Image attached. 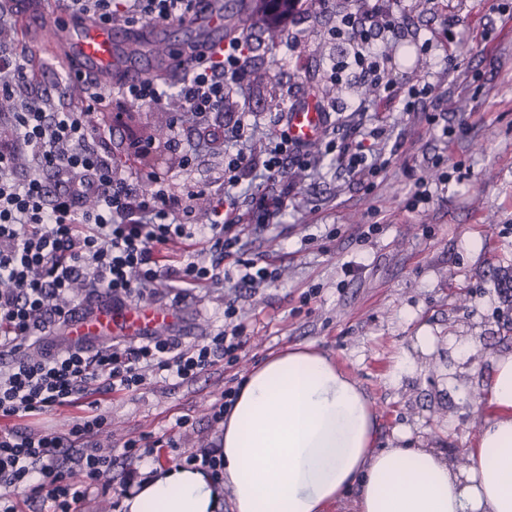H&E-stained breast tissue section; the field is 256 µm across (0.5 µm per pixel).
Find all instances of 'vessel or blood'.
I'll return each instance as SVG.
<instances>
[{
	"mask_svg": "<svg viewBox=\"0 0 512 512\" xmlns=\"http://www.w3.org/2000/svg\"><path fill=\"white\" fill-rule=\"evenodd\" d=\"M15 11L22 31L42 30L53 50L71 63V93L77 98L100 85H128L145 77V58H158L165 70L178 72L195 50L216 54L224 47V13L214 0H201L187 18L191 37L170 44L160 43L161 29L153 24L116 28L93 18L47 17L43 0H15ZM321 128L322 114L314 99L288 114V133L296 140L316 139ZM176 320L174 311L148 304L120 311L104 305L93 315L71 322L69 331L76 338L140 336L168 332Z\"/></svg>",
	"mask_w": 512,
	"mask_h": 512,
	"instance_id": "obj_1",
	"label": "vessel or blood"
}]
</instances>
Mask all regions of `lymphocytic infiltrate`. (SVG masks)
I'll return each instance as SVG.
<instances>
[{"mask_svg":"<svg viewBox=\"0 0 512 512\" xmlns=\"http://www.w3.org/2000/svg\"><path fill=\"white\" fill-rule=\"evenodd\" d=\"M195 2L57 0L59 10L115 27L182 22ZM244 2L248 32L225 37L223 56L195 55L171 90L147 77L59 107L38 88L31 56L0 42V420L13 422L0 430V512H19V490L49 512H82L92 492L112 488V456L99 442L109 427L101 396L139 390L153 376L181 384L217 364L234 366L248 342L231 302L222 328L201 340L157 334L97 350L53 342L73 313L101 296L120 308L167 288L179 303L224 281L250 290L275 281L271 261L247 257L245 232L285 215L320 158L332 157L338 176L370 193L391 163L387 111H424L444 141L455 134L435 86L399 78L400 42L425 53L433 41L421 39L396 0ZM309 22L343 51L323 59V81L312 89L323 130L300 143L285 113L261 126L234 108L233 95L254 80L273 30L295 54L280 80L285 100L302 103L294 76L306 67ZM371 112L374 123L354 124ZM186 129L220 157L208 183L187 176ZM116 140L127 167L112 162ZM193 240L202 249L190 251ZM76 404L87 412L68 433L26 425Z\"/></svg>","mask_w":512,"mask_h":512,"instance_id":"lymphocytic-infiltrate-1","label":"lymphocytic infiltrate"}]
</instances>
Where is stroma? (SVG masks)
<instances>
[{
    "mask_svg": "<svg viewBox=\"0 0 512 512\" xmlns=\"http://www.w3.org/2000/svg\"><path fill=\"white\" fill-rule=\"evenodd\" d=\"M500 2L448 0L447 55L412 46L399 52L404 79L428 77L451 99L452 144L429 134L423 113L388 115L393 136L414 146L397 151L373 193L346 183L305 187L282 225L250 233L249 257L269 255L279 280L250 292L229 283L204 288L178 305L167 292L153 297L156 306L176 307L173 332L186 342L220 328L225 301L236 299L250 340L234 367L216 365L178 386L157 379L104 401L113 489H124L130 470L144 476L153 465L149 457L126 460L124 439L174 437L180 447L166 453V465L219 444L211 404L267 356L298 345L325 352L357 382L375 414L379 447L433 448L464 466L493 358L512 352V287L501 279L512 268V21L494 12ZM288 61L281 46L259 59L268 89L250 108L261 118L282 105L272 88ZM438 154L454 170L447 187L420 211H405L409 171ZM373 206L387 222L372 233ZM311 288L317 296L302 302ZM471 336L479 347L458 352ZM182 417L194 424L189 433L175 425Z\"/></svg>",
    "mask_w": 512,
    "mask_h": 512,
    "instance_id": "1",
    "label": "stroma"
}]
</instances>
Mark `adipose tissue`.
I'll use <instances>...</instances> for the list:
<instances>
[{"label": "adipose tissue", "instance_id": "adipose-tissue-1", "mask_svg": "<svg viewBox=\"0 0 512 512\" xmlns=\"http://www.w3.org/2000/svg\"><path fill=\"white\" fill-rule=\"evenodd\" d=\"M491 411L468 464L431 448L375 447L376 421L358 385L311 346L251 370L224 417V482L187 466H157L124 500L127 512H512V353L496 355Z\"/></svg>", "mask_w": 512, "mask_h": 512}]
</instances>
